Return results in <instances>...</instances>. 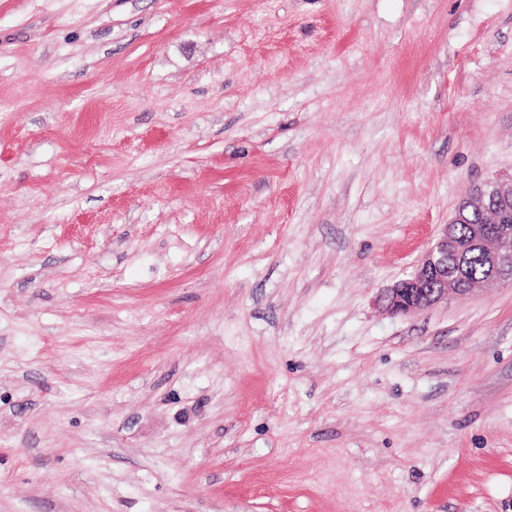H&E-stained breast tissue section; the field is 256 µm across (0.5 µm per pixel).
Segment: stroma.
Here are the masks:
<instances>
[{"mask_svg":"<svg viewBox=\"0 0 512 512\" xmlns=\"http://www.w3.org/2000/svg\"><path fill=\"white\" fill-rule=\"evenodd\" d=\"M512 171V0H0V512H512V286L391 316Z\"/></svg>","mask_w":512,"mask_h":512,"instance_id":"obj_1","label":"stroma"}]
</instances>
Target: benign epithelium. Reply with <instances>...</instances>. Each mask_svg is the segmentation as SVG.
Segmentation results:
<instances>
[{
    "label": "benign epithelium",
    "instance_id": "7a95c632",
    "mask_svg": "<svg viewBox=\"0 0 512 512\" xmlns=\"http://www.w3.org/2000/svg\"><path fill=\"white\" fill-rule=\"evenodd\" d=\"M459 224L469 225L464 238L457 235ZM471 252L483 256L487 269L467 281L448 270V258ZM505 284L512 285V174L472 188L412 271L382 289L376 304L390 315H405Z\"/></svg>",
    "mask_w": 512,
    "mask_h": 512
}]
</instances>
